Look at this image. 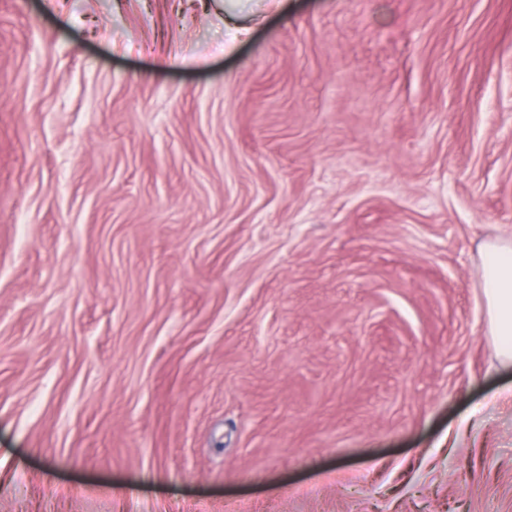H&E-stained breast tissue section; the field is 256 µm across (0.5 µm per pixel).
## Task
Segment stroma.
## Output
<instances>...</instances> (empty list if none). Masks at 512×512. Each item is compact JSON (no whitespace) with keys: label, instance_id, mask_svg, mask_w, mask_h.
<instances>
[{"label":"stroma","instance_id":"35a3bbf8","mask_svg":"<svg viewBox=\"0 0 512 512\" xmlns=\"http://www.w3.org/2000/svg\"><path fill=\"white\" fill-rule=\"evenodd\" d=\"M496 238L512 0H0V512H512ZM486 305L485 335L502 366L512 364V241L487 242L480 248Z\"/></svg>","mask_w":512,"mask_h":512}]
</instances>
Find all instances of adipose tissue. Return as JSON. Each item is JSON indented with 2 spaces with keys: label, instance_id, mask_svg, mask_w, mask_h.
<instances>
[{
  "label": "adipose tissue",
  "instance_id": "ef3b65f1",
  "mask_svg": "<svg viewBox=\"0 0 512 512\" xmlns=\"http://www.w3.org/2000/svg\"><path fill=\"white\" fill-rule=\"evenodd\" d=\"M486 305L485 334L504 366L512 364V241L485 243L480 249Z\"/></svg>",
  "mask_w": 512,
  "mask_h": 512
}]
</instances>
